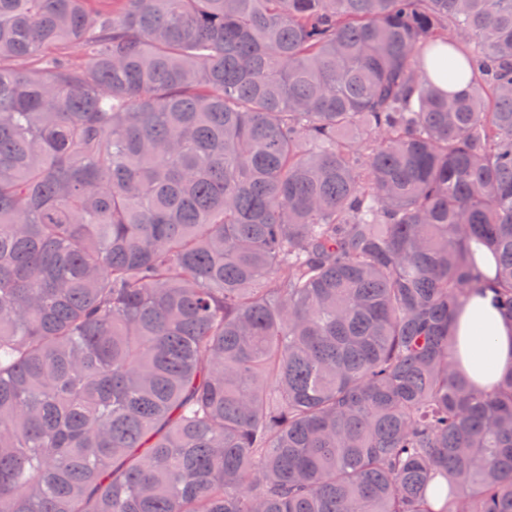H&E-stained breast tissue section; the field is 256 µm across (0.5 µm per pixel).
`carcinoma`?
Segmentation results:
<instances>
[{"label": "carcinoma", "mask_w": 512, "mask_h": 512, "mask_svg": "<svg viewBox=\"0 0 512 512\" xmlns=\"http://www.w3.org/2000/svg\"><path fill=\"white\" fill-rule=\"evenodd\" d=\"M90 2L0 0V512H512V0ZM459 369L478 389H492L512 369V322L498 310L493 294L471 297L454 320Z\"/></svg>", "instance_id": "obj_1"}]
</instances>
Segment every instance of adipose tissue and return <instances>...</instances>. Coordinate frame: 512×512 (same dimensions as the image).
<instances>
[{
    "instance_id": "obj_1",
    "label": "adipose tissue",
    "mask_w": 512,
    "mask_h": 512,
    "mask_svg": "<svg viewBox=\"0 0 512 512\" xmlns=\"http://www.w3.org/2000/svg\"><path fill=\"white\" fill-rule=\"evenodd\" d=\"M454 329L455 361L476 388L492 389L512 371V322L501 315L492 294L471 297L457 314Z\"/></svg>"
}]
</instances>
